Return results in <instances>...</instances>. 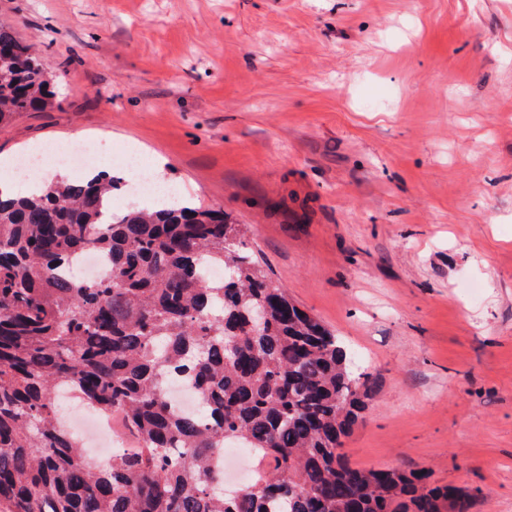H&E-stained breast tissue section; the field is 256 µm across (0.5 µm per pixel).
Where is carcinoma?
<instances>
[{
	"label": "carcinoma",
	"mask_w": 512,
	"mask_h": 512,
	"mask_svg": "<svg viewBox=\"0 0 512 512\" xmlns=\"http://www.w3.org/2000/svg\"><path fill=\"white\" fill-rule=\"evenodd\" d=\"M39 52L0 25V123L54 104ZM95 170L0 194V512H464L426 468L342 452L373 394L336 333L272 285L238 224L186 197L112 213ZM100 252L105 278L68 274ZM191 385L186 412L168 385ZM73 388L137 444L89 460L59 416ZM229 443L261 464L227 489Z\"/></svg>",
	"instance_id": "carcinoma-1"
}]
</instances>
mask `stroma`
Segmentation results:
<instances>
[{"label":"stroma","mask_w":512,"mask_h":512,"mask_svg":"<svg viewBox=\"0 0 512 512\" xmlns=\"http://www.w3.org/2000/svg\"><path fill=\"white\" fill-rule=\"evenodd\" d=\"M57 107L28 146L137 149L246 225L377 379L358 467L512 512V0H0Z\"/></svg>","instance_id":"stroma-1"}]
</instances>
